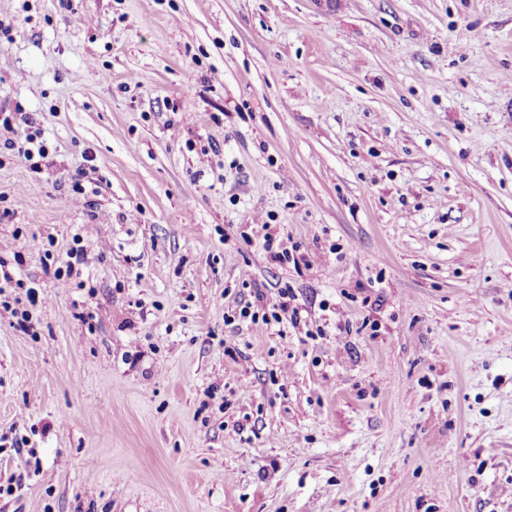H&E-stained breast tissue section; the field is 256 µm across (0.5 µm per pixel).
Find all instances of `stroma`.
Returning <instances> with one entry per match:
<instances>
[{
    "label": "stroma",
    "mask_w": 512,
    "mask_h": 512,
    "mask_svg": "<svg viewBox=\"0 0 512 512\" xmlns=\"http://www.w3.org/2000/svg\"><path fill=\"white\" fill-rule=\"evenodd\" d=\"M1 112L0 512H512V0H0ZM266 233L263 235V247L267 252L270 260L274 263H283L288 261L292 263L294 268H300L301 265H305L306 260L302 253H300L299 246L292 244L291 249H288V242L284 239H280L278 233L272 232V225L268 222L262 224ZM72 241L74 246H72L67 252L69 260L63 262L62 265L58 266L53 271L54 279L65 285L67 284L68 279L72 277L75 269V263L72 259H75V262L80 264L84 260L86 250V245H84L85 238L82 231L75 233ZM255 289L254 301L240 306V309L235 311L233 319L226 316V322L232 323L237 318L243 321L250 319L251 323L258 324L261 319L263 325L270 326L272 321L280 324L285 317L292 325L297 326L302 321V312H306L308 316V311L296 303L297 296L290 285L285 284L277 288L275 301L271 305H267L264 292L259 288Z\"/></svg>",
    "instance_id": "35a3bbf8"
}]
</instances>
